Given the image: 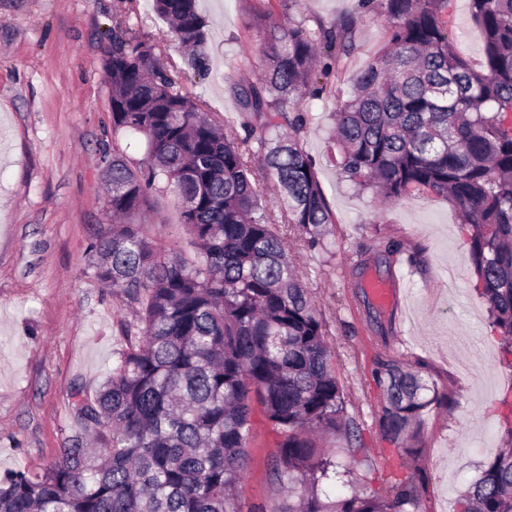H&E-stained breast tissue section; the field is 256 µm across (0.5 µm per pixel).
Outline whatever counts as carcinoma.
Wrapping results in <instances>:
<instances>
[{
	"instance_id": "obj_1",
	"label": "carcinoma",
	"mask_w": 512,
	"mask_h": 512,
	"mask_svg": "<svg viewBox=\"0 0 512 512\" xmlns=\"http://www.w3.org/2000/svg\"><path fill=\"white\" fill-rule=\"evenodd\" d=\"M172 22L188 68L206 66L196 0H152ZM483 35L477 71L451 46L448 0H360L331 27L288 18L262 28L259 77L234 86L245 137L176 86L156 45L122 15L104 68L112 132L144 140L145 161L103 155L112 216L123 220L89 245L98 279L139 305L131 344L93 398L72 394L78 430L44 472L0 473V512H242L252 416L276 431L273 471L283 512H421V480L382 490L346 480L362 448L335 351L287 234L327 252L333 223L315 166L300 145L306 99L354 49L366 14L382 9L385 49L350 80L335 113L341 174L397 201L428 191L469 225L470 257L492 325L512 356V0H470ZM279 189L281 218L261 203ZM171 191L194 251L162 256L142 223ZM385 440L416 454L421 415L448 397L401 361L379 358ZM350 448V464L316 436ZM456 512H512V422Z\"/></svg>"
}]
</instances>
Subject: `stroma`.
Listing matches in <instances>:
<instances>
[{
	"label": "stroma",
	"mask_w": 512,
	"mask_h": 512,
	"mask_svg": "<svg viewBox=\"0 0 512 512\" xmlns=\"http://www.w3.org/2000/svg\"><path fill=\"white\" fill-rule=\"evenodd\" d=\"M115 0H0V471H42L75 429L71 393L94 396L127 345L136 307L95 277L89 245L110 230L102 181L103 149L139 159L142 147L113 135L104 59L112 47ZM136 33L155 44L162 62L209 112L237 128L246 119L235 84L260 69L266 21L333 26L359 12V0H197L207 25V68L186 75L168 22L151 0H126ZM454 51L484 65L483 38L469 0H450L445 16ZM389 38L385 17L368 13L356 46L306 100L302 135L336 222L331 252L290 249L336 352L337 374L360 414L369 468L356 485L422 476L423 512H453L459 490L477 480L512 414V367L492 326L470 262L468 227L443 197L420 192L387 204L338 173L333 115L352 76ZM158 252L187 246L180 203L162 193L146 216ZM400 244L386 262L387 242ZM364 275L398 283L408 296L394 310L348 288L345 274L360 249ZM400 359L448 397L422 414L415 460L384 441L374 423L382 393L372 380L377 358ZM250 465L240 489L242 512H280L286 495L269 464L277 436L262 414L252 419Z\"/></svg>",
	"instance_id": "35a3bbf8"
}]
</instances>
